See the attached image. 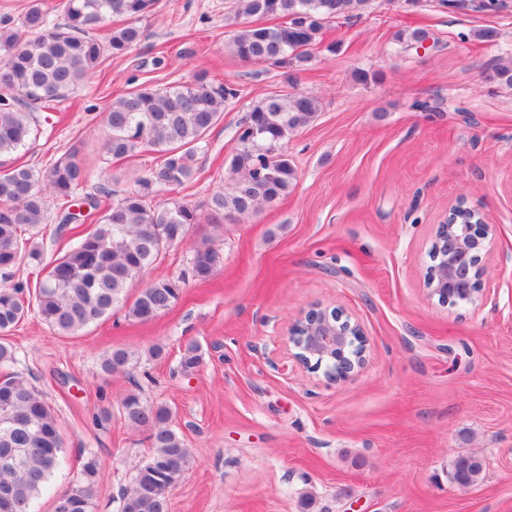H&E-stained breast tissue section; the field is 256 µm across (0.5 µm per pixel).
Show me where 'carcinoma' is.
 I'll use <instances>...</instances> for the list:
<instances>
[{"mask_svg":"<svg viewBox=\"0 0 512 512\" xmlns=\"http://www.w3.org/2000/svg\"><path fill=\"white\" fill-rule=\"evenodd\" d=\"M160 0H30L19 26L0 28V157L29 148L52 125L49 112L97 73L107 55L121 56L143 38L139 22L153 15ZM372 0H237L231 55L244 62L283 69L286 87L254 104L237 126L231 177L200 206L152 204L167 192L188 185L195 174V153L210 131L224 120L238 90L203 78L163 88H141L112 100L104 109L109 135L106 155L131 161L144 150L159 154L138 169L134 186L114 200L112 191L88 196L86 211L72 212L88 170L72 152L43 171L13 159L0 163V273L11 277L24 262L41 263L35 239L46 223L53 200L66 204L60 224H87L74 232L66 249L45 263L46 274L35 299L24 285L0 287V367L17 362L5 335L32 310L62 336H75L109 317L125 303L129 285L144 277L163 252L184 241L198 223V208L212 221L258 211L288 195L297 172L284 144L321 112L315 96L288 90L290 70L310 62L327 26L338 19L361 17ZM495 0L477 5L458 0L457 12L497 13ZM430 38L424 28L395 34L407 51ZM487 81L512 90V58H502L486 72ZM29 232V237L22 232ZM221 263L219 252L203 246L192 259L193 277L210 280ZM184 280L162 278L145 283L128 308L140 322L154 320L178 301ZM136 364L133 352L113 348L101 360L104 375L127 374ZM117 412L131 427L147 433L151 453L140 463L131 486L118 497V512H170V491L191 464L185 440L170 424L171 412L128 393ZM64 459V442L53 407L27 380L0 375V494L7 508L30 512ZM484 461L471 454L453 462L452 481L475 485ZM100 480L94 454L83 461L68 496L76 512H92Z\"/></svg>","mask_w":512,"mask_h":512,"instance_id":"obj_1","label":"carcinoma"}]
</instances>
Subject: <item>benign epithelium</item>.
<instances>
[{
  "label": "benign epithelium",
  "mask_w": 512,
  "mask_h": 512,
  "mask_svg": "<svg viewBox=\"0 0 512 512\" xmlns=\"http://www.w3.org/2000/svg\"><path fill=\"white\" fill-rule=\"evenodd\" d=\"M491 225L477 206L457 205L436 229L434 265L426 285L438 295L447 288H460L466 299L441 298L452 306L473 305L480 299L483 269L480 255L487 248ZM302 335L290 336L294 358L312 369L325 368L333 381H348L359 375L366 362V339L359 324L343 318L338 310L313 307L299 317Z\"/></svg>",
  "instance_id": "7a95c632"
}]
</instances>
